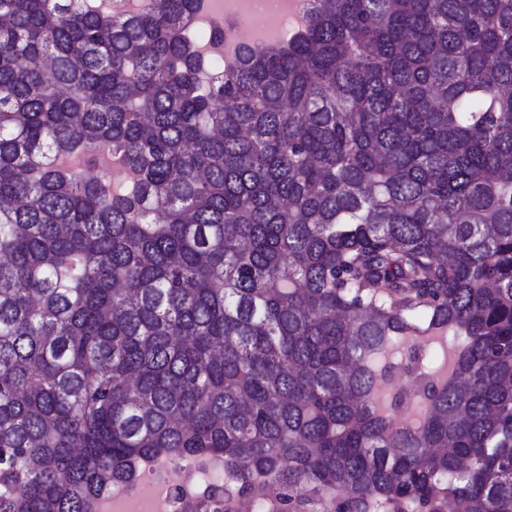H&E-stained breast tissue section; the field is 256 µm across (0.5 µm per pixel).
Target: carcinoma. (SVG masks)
Returning <instances> with one entry per match:
<instances>
[{
	"label": "carcinoma",
	"instance_id": "1",
	"mask_svg": "<svg viewBox=\"0 0 512 512\" xmlns=\"http://www.w3.org/2000/svg\"><path fill=\"white\" fill-rule=\"evenodd\" d=\"M199 2L0 0V512H512V0ZM234 2L238 7L223 13L232 24L233 32L239 29L262 31L272 21V15L264 8V3L270 0H222ZM175 462H157L147 466L137 481L112 488V506L136 492L142 477L147 473L156 484L166 487L161 511L141 510L139 512H267L268 503L275 499L278 490L267 479L260 480L261 493L249 502L236 499L229 507L224 493L232 485V476L224 470V463L205 457H181ZM219 483L221 495L206 498V485Z\"/></svg>",
	"mask_w": 512,
	"mask_h": 512
}]
</instances>
